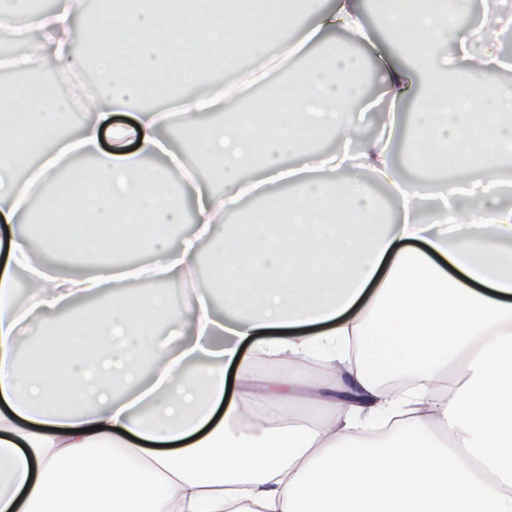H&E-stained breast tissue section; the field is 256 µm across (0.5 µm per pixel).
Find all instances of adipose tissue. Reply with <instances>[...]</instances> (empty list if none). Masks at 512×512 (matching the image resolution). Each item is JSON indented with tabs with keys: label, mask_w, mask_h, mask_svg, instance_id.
I'll list each match as a JSON object with an SVG mask.
<instances>
[{
	"label": "adipose tissue",
	"mask_w": 512,
	"mask_h": 512,
	"mask_svg": "<svg viewBox=\"0 0 512 512\" xmlns=\"http://www.w3.org/2000/svg\"><path fill=\"white\" fill-rule=\"evenodd\" d=\"M318 2L101 0L89 28L84 0H0V31L25 47L16 68L103 77L73 132L62 126L72 99L0 89V512H512V206L497 176L512 158V84L480 78L504 62L474 53L467 0L382 4L398 49L423 38L416 72L388 71L382 95L398 106L422 77L405 141L423 169L470 183L452 201L447 182L404 184L391 132L358 135L361 61L331 37L366 39L358 3L324 16ZM288 42L318 50L270 94L276 122L237 111L231 93L193 94L215 69ZM460 56L468 89L450 95ZM121 110L137 122L113 128L102 152L101 128ZM176 126L193 151L165 139ZM312 128L339 148L309 149ZM66 173L78 191H61ZM370 176L392 189L398 217L386 219ZM253 193L262 206L214 236ZM37 209L69 221L28 235L19 223ZM187 218L192 231L170 245ZM62 246L96 267H49ZM134 252L147 262L126 266ZM170 278L185 284L177 305L155 287ZM102 291L20 351L42 313ZM165 326L184 333L171 352ZM316 352L355 383L309 422L292 406L299 381L251 369L259 354Z\"/></svg>",
	"instance_id": "adipose-tissue-1"
}]
</instances>
